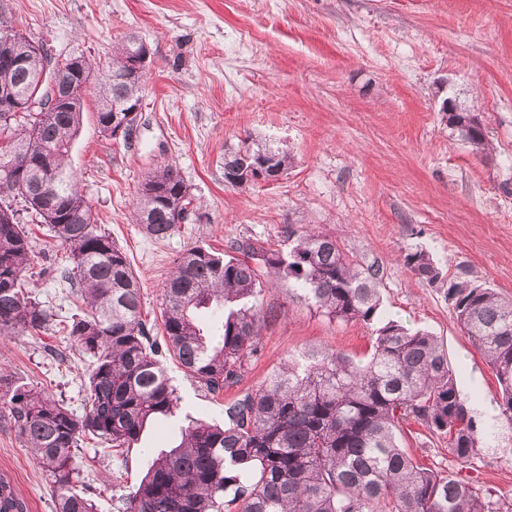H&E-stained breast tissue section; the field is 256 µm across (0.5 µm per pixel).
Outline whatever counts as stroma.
Segmentation results:
<instances>
[{
    "label": "stroma",
    "mask_w": 512,
    "mask_h": 512,
    "mask_svg": "<svg viewBox=\"0 0 512 512\" xmlns=\"http://www.w3.org/2000/svg\"><path fill=\"white\" fill-rule=\"evenodd\" d=\"M6 15L54 53L105 58L127 35L151 61L139 126L130 140L100 132L87 99L70 162L102 229L125 252L141 287L142 317L161 328L162 288L189 246L224 251L240 236L289 242L283 226L312 225L382 271V316L438 336L480 431L478 453L457 462L444 436L404 424L402 445L420 463L453 471L512 504V418L499 387L442 292L403 263L425 249L448 273L512 298V0H0ZM479 114L494 145L483 159L452 135L444 98ZM250 138L288 150L287 175L245 190L224 184V151ZM176 162L195 209L169 238L133 224L145 176ZM35 245L29 295L59 321L34 336L0 338V368L82 412L88 360L61 323L83 303L60 280L65 256L47 225L27 224ZM273 318L247 377L211 398L174 362L166 371L177 414L151 424L126 456L83 439L79 462L99 512H118L149 461L177 445L188 418L223 421L224 404L256 390L305 351L366 355L372 328L329 320L293 284L266 292ZM29 512H53L39 466L0 409V474Z\"/></svg>",
    "instance_id": "1"
}]
</instances>
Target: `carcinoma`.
Wrapping results in <instances>:
<instances>
[{"label":"carcinoma","instance_id":"1","mask_svg":"<svg viewBox=\"0 0 512 512\" xmlns=\"http://www.w3.org/2000/svg\"><path fill=\"white\" fill-rule=\"evenodd\" d=\"M21 39L0 38V91L28 99L43 72V57ZM142 45L129 37L112 56L71 59L69 78L84 85L76 100L33 114L0 112V158L12 155V194L0 195V337L48 329L55 314L24 290L34 255L15 206L40 219L65 250L60 278L77 288L84 308L70 318L67 336L89 357L83 413L0 371V406L54 490L55 512H97L82 491L80 442L132 448L146 426L175 413L179 396L164 360L176 361L192 382L219 397L239 384L261 350L269 318L263 292L270 279H292L303 297L330 320L374 327L363 362L340 354L290 359L256 390L224 407V425L191 420L181 442L148 464L139 484L123 495L122 512H502L452 471L432 469L401 446L402 423L413 420L448 437V450L466 463L478 451L479 431L460 394L455 372L437 337L380 321L382 272L350 257L335 236L290 224L288 251L272 241L236 238L225 253L186 248L163 288V340L142 320L141 288L69 166L85 99L99 92L101 132L113 112L143 98L145 76L131 77L129 60ZM442 121L472 152L489 157L493 144L477 115L458 108ZM250 160L252 177L239 174ZM291 156L272 143L249 140L224 152L225 185L244 189L254 179L282 177ZM193 205L173 161L142 181L134 219L154 238L173 235L179 222L169 202ZM404 265L421 281L444 289L449 308L495 374L500 410L512 417V298L468 278L450 276L423 249ZM0 512H28L12 481L0 475Z\"/></svg>","mask_w":512,"mask_h":512}]
</instances>
